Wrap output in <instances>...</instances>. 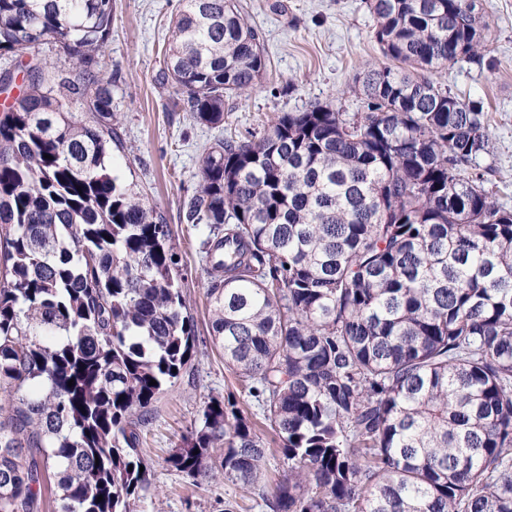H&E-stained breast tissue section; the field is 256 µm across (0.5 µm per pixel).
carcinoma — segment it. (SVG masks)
<instances>
[{
    "label": "carcinoma",
    "instance_id": "carcinoma-1",
    "mask_svg": "<svg viewBox=\"0 0 512 512\" xmlns=\"http://www.w3.org/2000/svg\"><path fill=\"white\" fill-rule=\"evenodd\" d=\"M366 6L387 62L356 78L364 111L217 140L181 204L208 228L212 342L288 473L261 489L233 392L167 463L270 512H512V210L488 113L430 76L481 60L489 24L477 0ZM111 36L112 0H0V58L26 59L0 114V512H146L143 430L196 345L170 228L108 164ZM265 72L237 0H184L162 79L196 121Z\"/></svg>",
    "mask_w": 512,
    "mask_h": 512
}]
</instances>
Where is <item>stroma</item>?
<instances>
[{
    "label": "stroma",
    "mask_w": 512,
    "mask_h": 512,
    "mask_svg": "<svg viewBox=\"0 0 512 512\" xmlns=\"http://www.w3.org/2000/svg\"><path fill=\"white\" fill-rule=\"evenodd\" d=\"M238 2L262 34L267 70L262 88L225 100L222 127L200 124L175 109L179 90L159 78L179 0H112V37L102 60L117 103L113 169L163 213L181 256L196 325L191 368L158 399L144 431L148 494L159 499L162 512H268L252 490L225 481L221 469H213L198 488L166 463L183 436L200 425L205 401L240 389L211 343L204 237L179 218L183 199L197 187L204 150L227 134L261 127L277 114L315 102L361 111L363 98L352 91L355 78L366 62L382 57L364 0ZM480 7L490 26L483 59L449 64L434 78L488 112L495 149L486 163L493 169L497 203L512 209V0H480Z\"/></svg>",
    "instance_id": "35a3bbf8"
}]
</instances>
